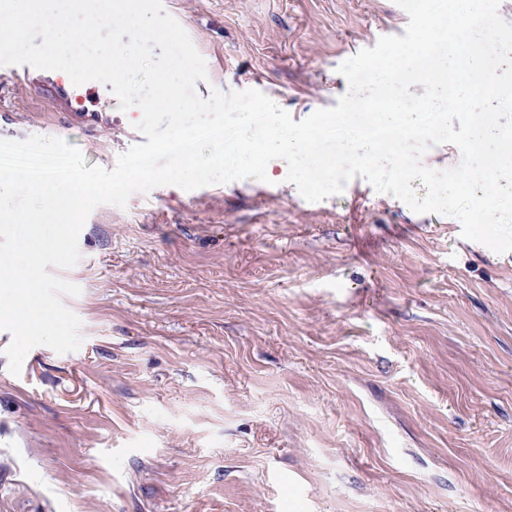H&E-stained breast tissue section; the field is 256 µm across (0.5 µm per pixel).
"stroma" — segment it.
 Segmentation results:
<instances>
[{"mask_svg": "<svg viewBox=\"0 0 512 512\" xmlns=\"http://www.w3.org/2000/svg\"><path fill=\"white\" fill-rule=\"evenodd\" d=\"M206 62L195 91L256 89L293 120L395 0H163ZM70 123L0 70V139L66 131L113 169L141 115ZM276 179L163 185L104 204L62 278L79 349L20 374L0 330V512H512V252L362 177L305 200Z\"/></svg>", "mask_w": 512, "mask_h": 512, "instance_id": "1", "label": "stroma"}]
</instances>
